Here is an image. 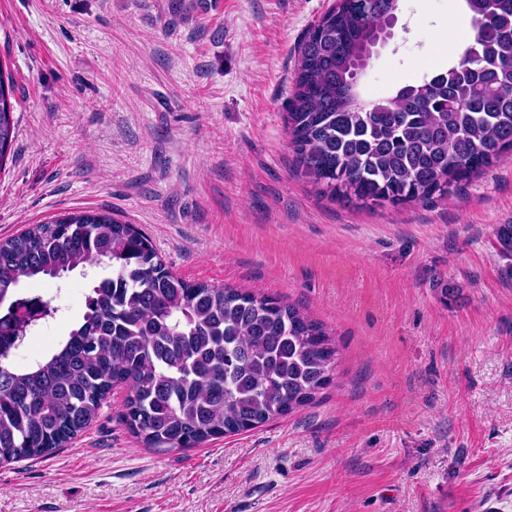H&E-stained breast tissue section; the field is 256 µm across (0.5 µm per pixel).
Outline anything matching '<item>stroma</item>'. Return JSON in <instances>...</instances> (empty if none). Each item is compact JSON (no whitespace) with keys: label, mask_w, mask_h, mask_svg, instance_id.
<instances>
[{"label":"stroma","mask_w":512,"mask_h":512,"mask_svg":"<svg viewBox=\"0 0 512 512\" xmlns=\"http://www.w3.org/2000/svg\"><path fill=\"white\" fill-rule=\"evenodd\" d=\"M333 0H0L17 121L0 238L70 211L136 225L189 282L300 307L340 351L302 409L158 452L124 390L39 459L0 465V512H512V155L415 204L339 201L284 126L299 46ZM465 0H398L359 76L392 96L456 59ZM102 268L20 281L58 306L11 353L43 359Z\"/></svg>","instance_id":"stroma-1"}]
</instances>
